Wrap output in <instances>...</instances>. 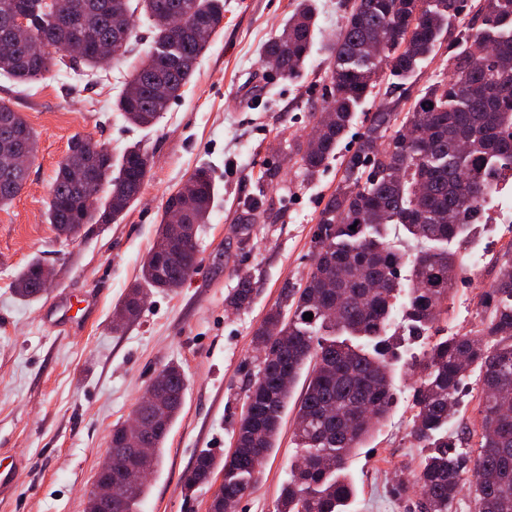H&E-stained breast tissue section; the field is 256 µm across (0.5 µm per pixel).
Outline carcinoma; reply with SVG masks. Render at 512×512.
Returning <instances> with one entry per match:
<instances>
[{
	"instance_id": "cac0c4a2",
	"label": "carcinoma",
	"mask_w": 512,
	"mask_h": 512,
	"mask_svg": "<svg viewBox=\"0 0 512 512\" xmlns=\"http://www.w3.org/2000/svg\"><path fill=\"white\" fill-rule=\"evenodd\" d=\"M78 23L67 25L53 0H0V42L12 35L16 18L27 38L8 55L0 53V74L18 84L43 79L58 65L49 48L62 52L79 41L77 63L100 67L98 48L121 34L137 38V14L154 30L153 47L118 94L116 107L130 124L153 126L171 101L182 95L198 59L224 20V0H63ZM460 0H353L331 49L330 86L297 163L308 178L320 173L347 135L354 112L373 94L388 68L394 77L413 74L441 42ZM482 23L458 33L450 44V79L429 86L414 103L405 124L431 123L429 138L397 135L392 108L372 113L357 148L344 165L336 190L318 215L312 237L313 269L300 287L282 290L280 302L265 315L252 338L263 353L245 392L248 412L240 416L233 452L217 456L200 450L184 479L194 492L212 482L209 512H238L254 488L261 458L251 448H276L292 387L306 375L294 406L293 440L305 459L290 468L275 512H344L356 496L348 461L387 417L394 402L393 368L398 344L389 335L400 297L405 317L419 333L445 312L444 297L467 271L459 252L439 244L464 241L480 219L481 201L494 179L512 173V0L480 3ZM316 35L312 0H299L282 31L267 44L263 58L277 59L280 74H302ZM495 53L477 57L474 47ZM31 147L37 135L9 100L0 98V156L13 152L15 133ZM150 166L149 155L133 144L114 158L106 148L76 137L61 161L49 193L47 220L60 235L72 236L81 224H112L138 199ZM26 171L0 166V206L24 187ZM192 194L170 196L165 210L181 208L185 223L199 231L208 223L215 195L209 172L196 170ZM166 216L147 252L140 278L114 313L131 321L152 290L183 287L197 268L194 244L167 242ZM356 229H350L351 225ZM400 224L415 242L398 248L382 230ZM497 276L480 296L483 316L477 329L434 343L419 364L413 395L411 434L429 452L413 481L392 484L398 498L418 494V512H453L464 488L474 512H512V246L497 259ZM43 263L28 262L15 293L24 301L40 298ZM248 274L239 276L230 304L253 298ZM306 312L313 318L304 320ZM363 340L352 346L343 335ZM480 370L482 432L469 430L448 441V422L474 368ZM167 395L139 400L135 410L153 448L158 467L169 430L179 416L185 387L181 367L163 366ZM141 440L118 423L112 441L132 447ZM472 442L466 451L458 444ZM148 494L144 484L112 499L106 512H138Z\"/></svg>"
}]
</instances>
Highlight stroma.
I'll use <instances>...</instances> for the list:
<instances>
[{"label":"stroma","mask_w":512,"mask_h":512,"mask_svg":"<svg viewBox=\"0 0 512 512\" xmlns=\"http://www.w3.org/2000/svg\"><path fill=\"white\" fill-rule=\"evenodd\" d=\"M297 0H224V22L199 59L183 95L150 129L127 124L115 110L118 91L152 43L138 17V39L124 62L89 81L68 65L43 80L16 86L0 75V97L11 99L37 134V152L24 189L0 209V456L15 460L13 490L0 512H85L89 490L108 450L112 428L128 420L156 371L181 366L187 387L182 412L168 434L141 512H208L214 486L186 494L183 478L204 448H231L246 387L260 355L251 344L283 288L304 282L313 266L310 240L325 202L354 151L367 113L387 104L408 112L425 89L447 80V44L412 75H382L377 96L357 110L336 156L314 178L290 162L329 86L330 47L351 0H315L317 36L301 78L288 80L262 62ZM117 151L140 143L151 158L139 200L114 224H87L73 238L59 236L45 218L50 187L74 137ZM209 167L218 197L198 232V267L172 292H153L139 317L113 328L115 305L140 274L168 198L194 171ZM260 212L250 208L252 201ZM512 246V227L479 224L451 249L480 253L448 295V310L432 339L474 330L479 299L495 276V258ZM38 259L54 272V286L24 302L13 291L18 271ZM255 295L228 307L241 274ZM97 295L98 309L78 321L76 303ZM416 378L394 369L389 417L349 461L358 488L351 512H412L413 501L393 497L397 477H413L423 445L410 433ZM293 416H286L276 448L263 462L238 512H273L295 456Z\"/></svg>","instance_id":"1"}]
</instances>
